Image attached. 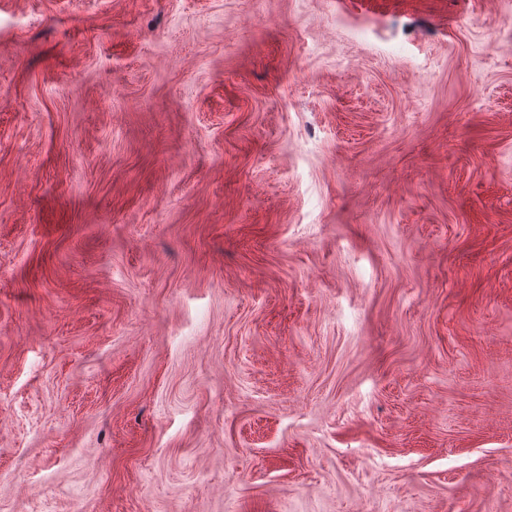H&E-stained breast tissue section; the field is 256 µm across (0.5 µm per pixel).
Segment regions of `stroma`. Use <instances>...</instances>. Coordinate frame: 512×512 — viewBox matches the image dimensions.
Here are the masks:
<instances>
[{
	"instance_id": "stroma-1",
	"label": "stroma",
	"mask_w": 512,
	"mask_h": 512,
	"mask_svg": "<svg viewBox=\"0 0 512 512\" xmlns=\"http://www.w3.org/2000/svg\"><path fill=\"white\" fill-rule=\"evenodd\" d=\"M510 13L0 0V512H512Z\"/></svg>"
}]
</instances>
